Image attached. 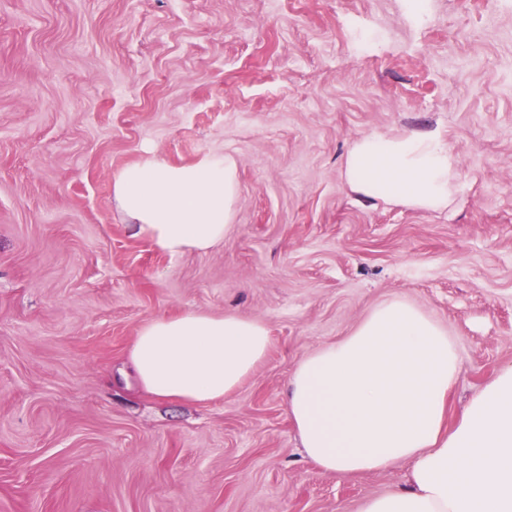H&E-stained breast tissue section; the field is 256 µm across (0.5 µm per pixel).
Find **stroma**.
<instances>
[{
  "mask_svg": "<svg viewBox=\"0 0 512 512\" xmlns=\"http://www.w3.org/2000/svg\"><path fill=\"white\" fill-rule=\"evenodd\" d=\"M437 133L459 187L372 203L342 164L370 133ZM154 148L238 166L223 243L137 235L114 171ZM399 297L461 358L449 415L512 364V0H0V512H358L409 466L344 479L304 455L297 363ZM263 320L224 400L116 380L142 323Z\"/></svg>",
  "mask_w": 512,
  "mask_h": 512,
  "instance_id": "stroma-1",
  "label": "stroma"
}]
</instances>
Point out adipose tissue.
<instances>
[{"mask_svg":"<svg viewBox=\"0 0 512 512\" xmlns=\"http://www.w3.org/2000/svg\"><path fill=\"white\" fill-rule=\"evenodd\" d=\"M459 159L433 133H373L343 162L363 197L424 210L447 207ZM238 169L210 153L173 165L151 149L112 175V197L162 252L204 253L236 216ZM266 323L189 311L143 323L127 365L160 399L210 403L234 393L264 361ZM460 367L447 329L400 298L375 306L341 341L298 362L287 412L306 456L339 478L406 462L405 487L371 496L358 512H512V364L470 397L455 421L448 394Z\"/></svg>","mask_w":512,"mask_h":512,"instance_id":"ef3b65f1","label":"adipose tissue"}]
</instances>
